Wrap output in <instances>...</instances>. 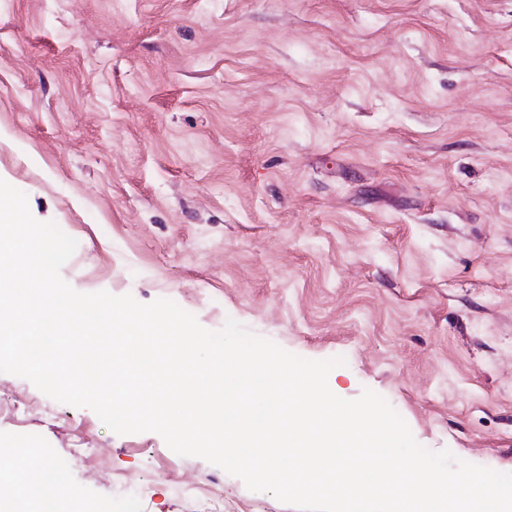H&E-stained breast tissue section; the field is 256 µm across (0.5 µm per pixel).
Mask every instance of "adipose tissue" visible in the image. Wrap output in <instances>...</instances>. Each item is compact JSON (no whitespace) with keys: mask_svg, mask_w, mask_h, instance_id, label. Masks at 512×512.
Segmentation results:
<instances>
[{"mask_svg":"<svg viewBox=\"0 0 512 512\" xmlns=\"http://www.w3.org/2000/svg\"><path fill=\"white\" fill-rule=\"evenodd\" d=\"M74 489L53 480L45 460L23 461L14 483L0 487V512H49L51 506L74 508Z\"/></svg>","mask_w":512,"mask_h":512,"instance_id":"ef3b65f1","label":"adipose tissue"}]
</instances>
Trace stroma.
I'll return each instance as SVG.
<instances>
[{
	"label": "stroma",
	"instance_id": "35a3bbf8",
	"mask_svg": "<svg viewBox=\"0 0 512 512\" xmlns=\"http://www.w3.org/2000/svg\"><path fill=\"white\" fill-rule=\"evenodd\" d=\"M0 179L76 291L235 320L512 472V0H0ZM79 512H297L0 373ZM80 447L103 449L82 461Z\"/></svg>",
	"mask_w": 512,
	"mask_h": 512
}]
</instances>
